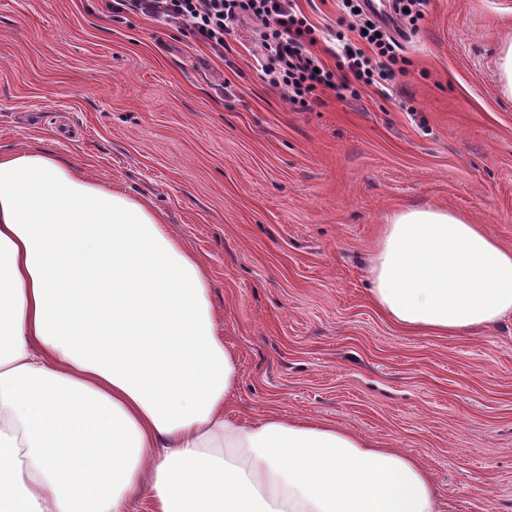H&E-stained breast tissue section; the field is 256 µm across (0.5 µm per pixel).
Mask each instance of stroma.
Masks as SVG:
<instances>
[{
  "mask_svg": "<svg viewBox=\"0 0 512 512\" xmlns=\"http://www.w3.org/2000/svg\"><path fill=\"white\" fill-rule=\"evenodd\" d=\"M329 67L338 0H296ZM512 0H427L405 71L292 106L252 26L217 53L107 0H0V150L55 152L147 201L205 261L237 357L233 409L331 422L420 457L447 512H512V321L408 332L368 260L407 205L466 214L512 247V99L496 56Z\"/></svg>",
  "mask_w": 512,
  "mask_h": 512,
  "instance_id": "1",
  "label": "stroma"
}]
</instances>
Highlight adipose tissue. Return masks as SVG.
<instances>
[{"mask_svg": "<svg viewBox=\"0 0 512 512\" xmlns=\"http://www.w3.org/2000/svg\"><path fill=\"white\" fill-rule=\"evenodd\" d=\"M400 327L512 318V249L466 215L389 216L370 261ZM207 269L146 202L0 153V512H440L421 458L310 418L245 423Z\"/></svg>", "mask_w": 512, "mask_h": 512, "instance_id": "adipose-tissue-1", "label": "adipose tissue"}]
</instances>
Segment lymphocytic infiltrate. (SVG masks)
<instances>
[{"mask_svg": "<svg viewBox=\"0 0 512 512\" xmlns=\"http://www.w3.org/2000/svg\"><path fill=\"white\" fill-rule=\"evenodd\" d=\"M423 4L424 0H396L395 19L390 22L368 9L367 0H341L357 37L341 39L342 64L337 72L312 53L317 29L291 0H112L111 9L184 24L213 48L223 46L231 30L248 22L258 24L263 70L293 105L304 108L309 95L321 87L339 86L355 97L361 89L392 84L401 56L390 25L415 21Z\"/></svg>", "mask_w": 512, "mask_h": 512, "instance_id": "1", "label": "lymphocytic infiltrate"}]
</instances>
